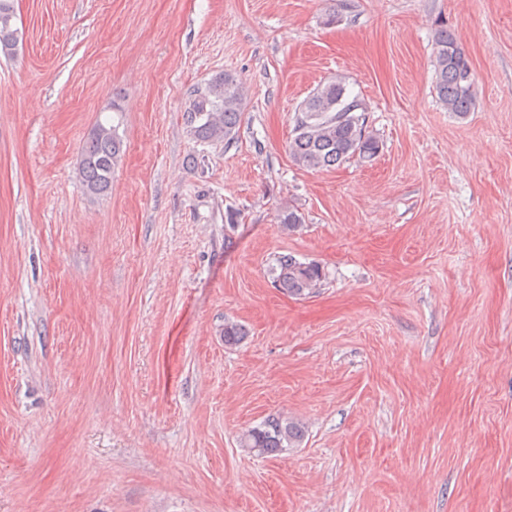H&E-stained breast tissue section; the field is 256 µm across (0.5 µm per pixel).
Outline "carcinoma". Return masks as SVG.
Listing matches in <instances>:
<instances>
[{"instance_id":"obj_1","label":"carcinoma","mask_w":512,"mask_h":512,"mask_svg":"<svg viewBox=\"0 0 512 512\" xmlns=\"http://www.w3.org/2000/svg\"><path fill=\"white\" fill-rule=\"evenodd\" d=\"M14 0H0V52L11 55L19 43ZM436 90L442 105L464 115L476 99V85L469 59L453 32L443 27L435 38ZM245 100L243 84L227 72L191 94L184 112L190 134L204 141L234 139ZM113 117L97 122L83 141L78 173L86 193L105 196L112 187V172L123 154L119 134L121 104L108 107ZM367 104L349 94L346 80L336 77L318 85L298 107L294 137L288 144L294 162L309 169H328L357 157L372 160L379 152L378 140L367 132ZM276 287L291 296L304 298L315 292L325 278L315 263L301 262L291 254L275 259L272 266ZM303 435L298 422L285 416L271 417L249 429L241 447L261 455H273L294 447Z\"/></svg>"}]
</instances>
